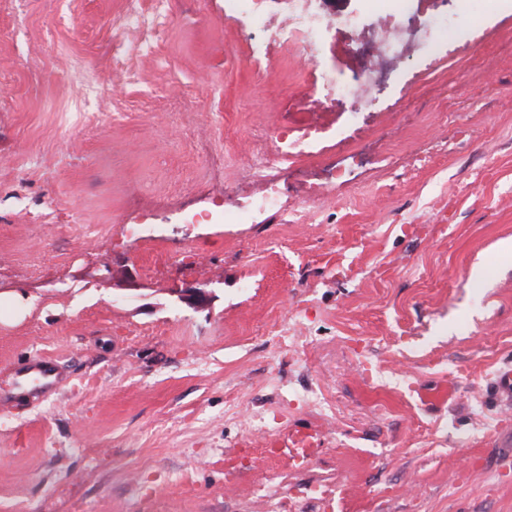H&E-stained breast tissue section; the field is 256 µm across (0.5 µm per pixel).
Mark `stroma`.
<instances>
[{
  "label": "stroma",
  "mask_w": 512,
  "mask_h": 512,
  "mask_svg": "<svg viewBox=\"0 0 512 512\" xmlns=\"http://www.w3.org/2000/svg\"><path fill=\"white\" fill-rule=\"evenodd\" d=\"M123 10L0 0V512H512V0L353 127L328 113L288 224L189 215L262 192L244 171L308 121V57L246 65L224 0ZM39 358L52 391L21 377ZM496 379L502 406L506 410L500 415L499 427L509 433L512 404V365L507 364L501 367L496 373Z\"/></svg>",
  "instance_id": "35a3bbf8"
}]
</instances>
